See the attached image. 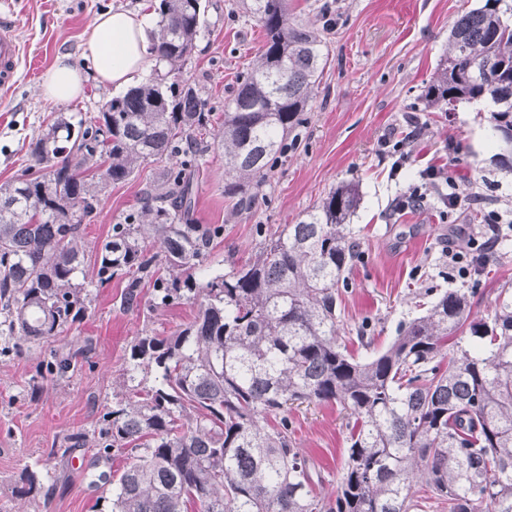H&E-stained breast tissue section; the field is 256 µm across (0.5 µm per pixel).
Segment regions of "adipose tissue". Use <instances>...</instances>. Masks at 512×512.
<instances>
[{"mask_svg": "<svg viewBox=\"0 0 512 512\" xmlns=\"http://www.w3.org/2000/svg\"><path fill=\"white\" fill-rule=\"evenodd\" d=\"M150 13L110 9L94 16L87 30V68L57 57L46 75L41 93L45 100L64 105L80 96L87 75L120 90L138 83L157 63L152 50Z\"/></svg>", "mask_w": 512, "mask_h": 512, "instance_id": "obj_1", "label": "adipose tissue"}]
</instances>
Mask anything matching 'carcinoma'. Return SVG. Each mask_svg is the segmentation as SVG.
<instances>
[{"label":"carcinoma","mask_w":512,"mask_h":512,"mask_svg":"<svg viewBox=\"0 0 512 512\" xmlns=\"http://www.w3.org/2000/svg\"><path fill=\"white\" fill-rule=\"evenodd\" d=\"M205 11L203 0H160L154 79L94 115L58 113L29 141L24 174L0 185V332L31 343L81 319L89 300L78 241L101 194L148 161L182 154L145 193L139 217L112 225L97 253L98 282L126 279L124 304L137 303L148 278L153 307L198 304L189 323L130 346L132 386L112 408L103 450L140 440L142 452L112 487V512H419L427 499L448 512H512V290L497 289L482 317L474 291L448 290L387 347L355 358L339 341L338 315L361 255L349 225L361 197L350 182L268 239L257 227L263 243L251 262L202 273L224 226L193 222L196 156L213 143L224 150V194L251 209L297 145L324 46L318 28L288 22L287 0H252L264 45L210 142L213 115L200 89L180 80ZM420 100L450 111L492 103L499 151L490 164L512 173V0H484L454 21ZM146 370L156 384L140 389ZM297 401L347 413L334 498L315 492L292 439L287 412ZM19 494L47 491L28 472Z\"/></svg>","instance_id":"carcinoma-1"}]
</instances>
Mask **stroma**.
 Segmentation results:
<instances>
[{
  "label": "stroma",
  "instance_id": "stroma-1",
  "mask_svg": "<svg viewBox=\"0 0 512 512\" xmlns=\"http://www.w3.org/2000/svg\"><path fill=\"white\" fill-rule=\"evenodd\" d=\"M332 6L322 34L327 64L298 130L297 150L271 174L249 212L240 214L225 196L224 153L214 148L196 163L193 217L220 224L207 264L229 271L254 255L260 238L297 223L342 182L358 184L361 203L350 225L361 257L348 274L340 331L359 358L384 349L400 322L421 316L414 293L476 289L487 312L497 288L512 284V174L495 170L489 116L484 102L463 103L453 112H426L419 97L448 48L453 22L482 0H288V17L313 22L322 2ZM143 0H0V24L18 38L24 63L17 82L0 98V184L23 174L29 137L57 115L40 85L57 56L83 64L85 32L93 17L110 8L139 10ZM206 25L196 40L182 78L197 85L206 111L223 112L241 73L250 68L264 32L242 0H206ZM420 133L410 142L412 161L398 178L379 141L389 132ZM178 158L145 164L134 177L111 185L81 240L83 273L90 283L88 314L60 335L36 343L0 338V512H111L112 483L130 449L101 452L107 417L122 398L129 348L144 330L166 334L192 319L196 307L182 300L150 310L153 291L142 288L139 306L123 303L121 278L96 281L97 248L112 225L137 214L147 187ZM447 166L458 184L475 196L465 212H449L437 192L425 207L392 208L428 166ZM501 217L498 244L483 269L462 275L449 266V250L468 237H483L489 215ZM370 321L374 343L364 347L355 329ZM74 352L66 373L50 371L54 355ZM293 437L323 477L316 490L334 495L347 458L348 430L339 405H300L291 414ZM86 436L81 448L68 437ZM33 471L49 488L48 498L19 494L24 472Z\"/></svg>",
  "mask_w": 512,
  "mask_h": 512
}]
</instances>
